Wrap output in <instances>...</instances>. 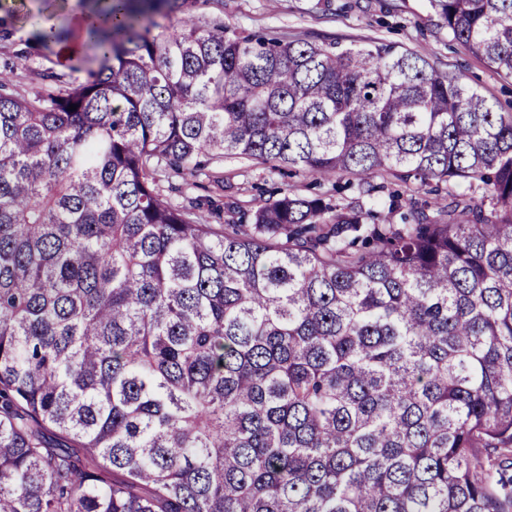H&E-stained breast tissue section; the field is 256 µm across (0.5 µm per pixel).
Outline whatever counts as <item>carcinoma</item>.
Returning a JSON list of instances; mask_svg holds the SVG:
<instances>
[{
    "label": "carcinoma",
    "mask_w": 512,
    "mask_h": 512,
    "mask_svg": "<svg viewBox=\"0 0 512 512\" xmlns=\"http://www.w3.org/2000/svg\"><path fill=\"white\" fill-rule=\"evenodd\" d=\"M189 5L108 0L70 92L0 72V512H508L512 112L382 42L159 30ZM434 5L512 77V0ZM226 155L448 202L158 189Z\"/></svg>",
    "instance_id": "1"
}]
</instances>
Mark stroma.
I'll list each match as a JSON object with an SVG mask.
<instances>
[{"mask_svg": "<svg viewBox=\"0 0 512 512\" xmlns=\"http://www.w3.org/2000/svg\"><path fill=\"white\" fill-rule=\"evenodd\" d=\"M94 2L0 0V71L14 67L17 58H24V68L16 69L13 77L18 92L35 96L44 88L43 76L49 72L64 74L62 88L66 91L85 82L86 72L61 62L55 43L40 41L27 16L44 10L54 13L59 23L70 25ZM214 20L247 33L274 30L312 42L338 41L345 45L376 38L416 50L430 59L438 73L459 77L482 90L499 109L512 110V79L500 77L483 60L451 42L430 0H197L190 11L165 19L164 24L175 29ZM223 171V185L206 184L204 195L216 204L234 201L246 209L262 194L309 197L332 187L331 182H318L302 173L279 174L240 156L225 157Z\"/></svg>", "mask_w": 512, "mask_h": 512, "instance_id": "obj_1", "label": "stroma"}]
</instances>
